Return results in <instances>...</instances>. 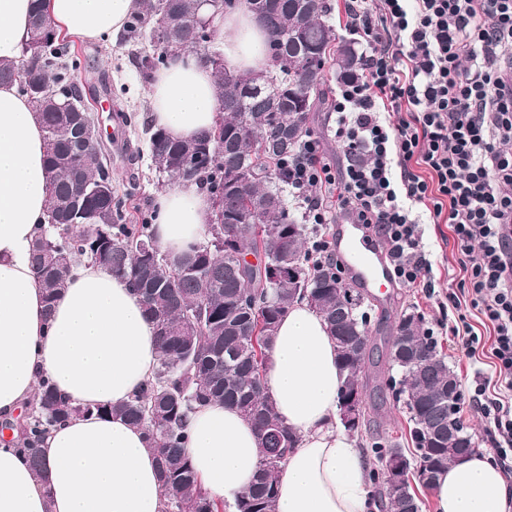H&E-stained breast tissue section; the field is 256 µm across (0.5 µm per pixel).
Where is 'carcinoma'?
<instances>
[{"mask_svg": "<svg viewBox=\"0 0 512 512\" xmlns=\"http://www.w3.org/2000/svg\"><path fill=\"white\" fill-rule=\"evenodd\" d=\"M269 15L270 85L255 72L240 74L225 68L213 70L219 113L210 132V152L199 156L200 139H174L157 129L150 134L152 167L162 178L182 179V168L195 170L193 181L206 192L212 214L207 239L187 250L169 255L153 237L152 216L138 224L126 223L117 188L112 184L111 160L100 147L82 152L77 169L70 160L77 145L75 130L82 125L96 132L94 112L69 111L81 105L78 83L82 61L69 41L61 37L44 14V0L30 20V37L21 57L11 67H0V85H9L34 105L49 145L47 166L51 173L48 223L36 236L31 262L45 292L46 311L61 296L68 280V264L85 257L127 279L142 298L159 342L160 358L151 380L129 402L120 405L80 407L59 397L42 381L22 419L4 424L19 433V451L37 474L44 465L40 444L49 429L80 413L119 415L145 428L164 490L165 512H222L202 488L183 448L185 422L195 407L213 400L234 405L252 421L261 439V462L235 512H275L277 478L299 437L279 417L267 387L259 376L269 365L268 349L277 326L296 302H305L323 317L336 340L343 385L362 388L365 359L351 349L356 333L366 332L358 309L364 298L336 286L335 267L315 264L307 248V227L288 210L284 198L288 181L281 163L295 154L309 128L311 113L324 98L325 64L336 35L328 22L327 0H247ZM200 0H149L132 14L119 41L134 48L141 75L149 79L167 65L173 52L194 46L213 50L212 29L202 24ZM336 73L354 72L357 57L347 45L336 47ZM312 60L317 74L308 101L291 88L296 67ZM302 113L297 137L288 149L270 150L280 134L283 116ZM109 192L110 203L92 201L72 205L74 177ZM247 223H242V220ZM239 223L229 238V223ZM285 263L298 280L295 287L276 286L279 264ZM423 353L431 362L424 380L423 404L405 401L411 479L428 487L455 458L448 448L434 454L421 452L416 415L429 417L448 432V363L437 341L418 319L417 330L407 339L393 336L390 359H411ZM393 451L404 452L397 441L372 442L369 453L381 459Z\"/></svg>", "mask_w": 512, "mask_h": 512, "instance_id": "obj_1", "label": "carcinoma"}]
</instances>
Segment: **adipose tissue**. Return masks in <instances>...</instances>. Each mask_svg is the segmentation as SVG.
<instances>
[{
	"label": "adipose tissue",
	"mask_w": 512,
	"mask_h": 512,
	"mask_svg": "<svg viewBox=\"0 0 512 512\" xmlns=\"http://www.w3.org/2000/svg\"><path fill=\"white\" fill-rule=\"evenodd\" d=\"M31 0H0V64L18 60L28 38ZM141 0H47L55 27L84 40L117 35ZM227 68L248 72L269 63L268 34L235 10L212 23ZM150 119L180 140L212 131L218 101L204 60L174 54L150 86ZM47 143L30 101L0 86V418H13L48 379L79 405L120 404L135 395L158 363L154 329L126 282L80 260L52 315L44 313L29 248L49 207ZM153 234L164 252L202 242L211 203L181 181L158 193ZM269 393L301 442L278 479L276 512H371L367 470L336 427L342 376L336 344L320 315L295 304L279 322L269 351ZM185 451L211 498L235 502L260 463L254 425L233 406L211 402L188 417ZM0 439V512H161L157 463L142 429L118 417L78 415L48 431L46 462L36 475ZM435 512H512V491L488 455L450 464L432 487Z\"/></svg>",
	"instance_id": "adipose-tissue-1"
}]
</instances>
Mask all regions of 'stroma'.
<instances>
[{
    "instance_id": "obj_1",
    "label": "stroma",
    "mask_w": 512,
    "mask_h": 512,
    "mask_svg": "<svg viewBox=\"0 0 512 512\" xmlns=\"http://www.w3.org/2000/svg\"><path fill=\"white\" fill-rule=\"evenodd\" d=\"M71 44L76 54L90 64L89 70L79 73L78 78L86 88L89 107L99 117L100 138L110 154L112 180L128 221L138 223L142 214L154 211L155 197L166 187L151 167L147 134L151 122L146 99L149 83L133 63L128 46L119 41L103 43L75 38ZM116 105L131 117L130 125L120 136L113 135L110 119L111 109ZM415 214L423 230L422 247L432 264L433 290L426 293L401 286L386 303L369 299L364 304L370 316L368 372L378 375L383 383L379 389L367 386L363 394L364 411H371L374 403L382 405L375 422L361 428L360 434L367 440H401L408 433L404 404L388 383L394 375L388 361L389 340L401 318L420 316L425 326L433 329L439 350L456 373L464 396L473 395L476 375L488 369L486 357L466 358L448 342V328L457 317L449 297L457 292L461 278L451 232L447 225L432 223L428 211L419 208Z\"/></svg>"
}]
</instances>
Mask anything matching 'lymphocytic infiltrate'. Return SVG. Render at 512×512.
Instances as JSON below:
<instances>
[{"instance_id": "obj_1", "label": "lymphocytic infiltrate", "mask_w": 512, "mask_h": 512, "mask_svg": "<svg viewBox=\"0 0 512 512\" xmlns=\"http://www.w3.org/2000/svg\"><path fill=\"white\" fill-rule=\"evenodd\" d=\"M346 0L344 29L363 45L332 110L345 161L306 136L288 161L308 223L344 215L374 229L393 273L431 285L413 208L447 224L460 294L492 335L477 407L512 471V0Z\"/></svg>"}]
</instances>
